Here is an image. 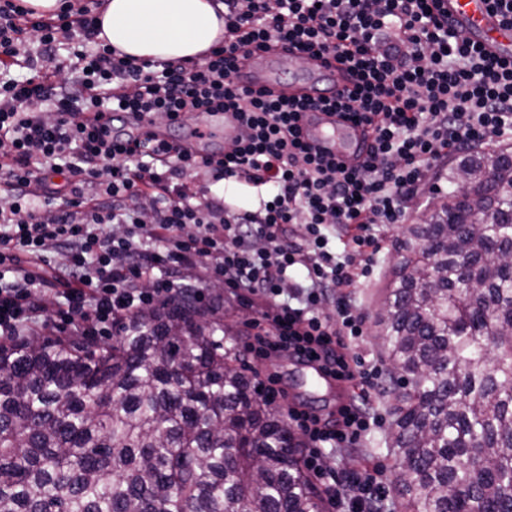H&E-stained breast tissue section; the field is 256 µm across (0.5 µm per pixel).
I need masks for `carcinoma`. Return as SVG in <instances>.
<instances>
[{"label":"carcinoma","mask_w":512,"mask_h":512,"mask_svg":"<svg viewBox=\"0 0 512 512\" xmlns=\"http://www.w3.org/2000/svg\"><path fill=\"white\" fill-rule=\"evenodd\" d=\"M442 178L448 203L406 227L383 302L391 452L407 512H512V152L470 149ZM218 330L186 295L109 344L0 340V512H324Z\"/></svg>","instance_id":"obj_1"}]
</instances>
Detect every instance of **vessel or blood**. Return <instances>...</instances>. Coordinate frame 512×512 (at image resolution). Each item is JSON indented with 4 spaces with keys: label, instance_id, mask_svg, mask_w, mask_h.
Segmentation results:
<instances>
[{
    "label": "vessel or blood",
    "instance_id": "1",
    "mask_svg": "<svg viewBox=\"0 0 512 512\" xmlns=\"http://www.w3.org/2000/svg\"><path fill=\"white\" fill-rule=\"evenodd\" d=\"M448 17L475 45L502 60L512 59V27L491 10L489 0H448ZM240 86L265 90L290 97L332 98L350 86L346 70L332 56L314 61L300 58L297 52L274 49L257 53L250 66L238 75ZM223 122L225 137H232L231 116L216 118L204 114L195 121L198 144L207 143L216 122ZM305 141L336 157L344 166H356L364 157V141L369 135L366 126L322 110L306 111L300 122Z\"/></svg>",
    "mask_w": 512,
    "mask_h": 512
}]
</instances>
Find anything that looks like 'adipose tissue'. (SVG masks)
Masks as SVG:
<instances>
[{"instance_id":"ef3b65f1","label":"adipose tissue","mask_w":512,"mask_h":512,"mask_svg":"<svg viewBox=\"0 0 512 512\" xmlns=\"http://www.w3.org/2000/svg\"><path fill=\"white\" fill-rule=\"evenodd\" d=\"M98 20L113 49L140 62H194L224 40L219 0H104Z\"/></svg>"}]
</instances>
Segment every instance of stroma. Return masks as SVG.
<instances>
[{"mask_svg":"<svg viewBox=\"0 0 512 512\" xmlns=\"http://www.w3.org/2000/svg\"><path fill=\"white\" fill-rule=\"evenodd\" d=\"M403 231L404 227L400 224L375 226L379 250L370 256L346 250L341 240L334 239L330 242L340 258L349 259L365 271L364 276L352 288L351 298L365 319L357 352L364 369L372 370L374 374L372 384L367 388L362 387L360 382L353 381L340 388L332 385L314 389L303 382L299 367L287 356L282 355L271 360L254 358L246 350L250 334L247 324L254 317L253 307L246 301L226 296L223 289L214 287L210 290L215 300L224 303L219 314L225 324L232 328L239 346L243 348L241 364L246 372H255L261 376L269 372L279 373L281 385L288 392L287 401L279 402V409H286L292 403L326 418L335 411L339 402L368 396L374 422L366 439L337 456H326L325 465L340 484L356 472H378L387 489L382 512H404V499L401 495L404 475L389 450L394 431L393 416L389 398L382 395L388 385L389 362L384 353L378 325L384 292L393 278L392 270L399 260L398 246L403 238Z\"/></svg>","mask_w":512,"mask_h":512,"instance_id":"stroma-1","label":"stroma"}]
</instances>
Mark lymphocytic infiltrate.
Returning a JSON list of instances; mask_svg holds the SVG:
<instances>
[{
	"label": "lymphocytic infiltrate",
	"mask_w": 512,
	"mask_h": 512,
	"mask_svg": "<svg viewBox=\"0 0 512 512\" xmlns=\"http://www.w3.org/2000/svg\"><path fill=\"white\" fill-rule=\"evenodd\" d=\"M87 6L31 18L0 0V336L24 338L52 321L60 332L96 333L184 294L210 303L209 285L249 299L265 329L248 344L257 358L286 353L324 374L354 380L364 317L347 293L359 271L331 252L333 237L356 252L374 224H402L424 171L438 160L512 137V61L472 44L448 22L444 0H224V43L194 63H139L98 39ZM37 50L26 53L29 40ZM73 64L59 61L64 43ZM281 42L334 55L353 78L345 96L288 98L242 89L236 75ZM25 63L31 75L13 76ZM328 108L371 128L352 168L300 137L302 112ZM233 111L228 148L199 156L177 139L132 136L136 119L168 124ZM202 170L272 186L257 210L186 182ZM63 184H56V177ZM100 178L97 195L84 183ZM153 199L142 219L138 199ZM306 228L295 239L294 225ZM123 234H115V226ZM67 262L53 317L37 295L49 245ZM289 415L312 451L353 443L368 429L365 404L346 401L331 420L298 406ZM378 482L368 471L330 487L333 503L370 512Z\"/></svg>",
	"instance_id": "obj_1"
}]
</instances>
